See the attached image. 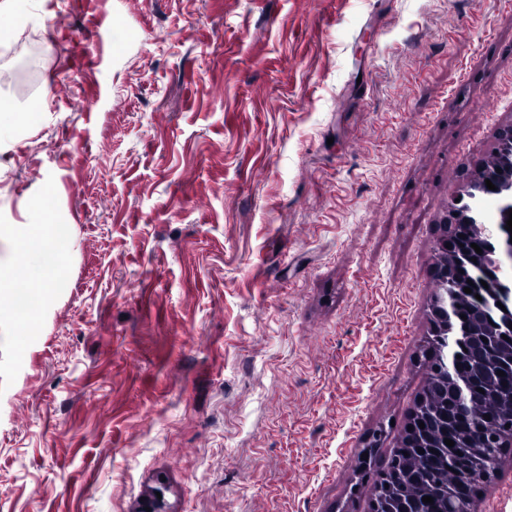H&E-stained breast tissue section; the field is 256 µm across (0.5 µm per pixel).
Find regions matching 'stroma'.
<instances>
[{
	"instance_id": "35a3bbf8",
	"label": "stroma",
	"mask_w": 512,
	"mask_h": 512,
	"mask_svg": "<svg viewBox=\"0 0 512 512\" xmlns=\"http://www.w3.org/2000/svg\"><path fill=\"white\" fill-rule=\"evenodd\" d=\"M20 45L0 225L48 187L74 246L0 333V512H368L512 123V0H13L1 72ZM475 510L512 512V447Z\"/></svg>"
}]
</instances>
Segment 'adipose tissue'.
<instances>
[{
  "label": "adipose tissue",
  "mask_w": 512,
  "mask_h": 512,
  "mask_svg": "<svg viewBox=\"0 0 512 512\" xmlns=\"http://www.w3.org/2000/svg\"><path fill=\"white\" fill-rule=\"evenodd\" d=\"M0 244L9 251L0 259V299L9 305L0 312L24 337L40 322L52 288L68 274L71 239L61 225L44 220L1 224Z\"/></svg>",
  "instance_id": "obj_1"
}]
</instances>
